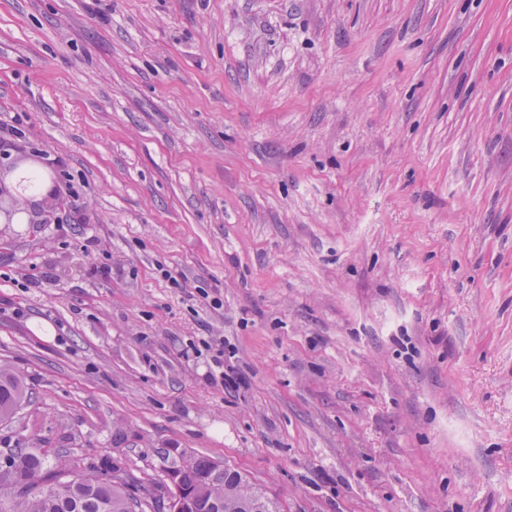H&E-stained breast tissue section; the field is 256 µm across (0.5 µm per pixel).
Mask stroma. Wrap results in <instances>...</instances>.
<instances>
[{
  "mask_svg": "<svg viewBox=\"0 0 512 512\" xmlns=\"http://www.w3.org/2000/svg\"><path fill=\"white\" fill-rule=\"evenodd\" d=\"M0 122V449L512 512V0H0ZM17 176V180L23 183V185L28 186L29 193L22 196L23 205L21 207L22 210L19 212V219L22 223L27 224L29 221L31 214L34 216L33 211L37 210L39 205L42 203L44 198L49 194L51 188V179L49 176L38 166L25 167L18 170L9 186L11 192L14 190L15 179ZM33 176H38V179L34 185L29 186L28 180ZM28 398L20 378L0 368V422L14 419Z\"/></svg>",
  "mask_w": 512,
  "mask_h": 512,
  "instance_id": "stroma-1",
  "label": "stroma"
}]
</instances>
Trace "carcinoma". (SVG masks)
<instances>
[{
  "label": "carcinoma",
  "mask_w": 512,
  "mask_h": 512,
  "mask_svg": "<svg viewBox=\"0 0 512 512\" xmlns=\"http://www.w3.org/2000/svg\"><path fill=\"white\" fill-rule=\"evenodd\" d=\"M28 398L20 378L0 368V422H8ZM28 478L25 489L14 491L0 484V512H162L170 499V488L161 493L130 489V477L119 469L108 479L86 478L63 488L56 477L67 468L50 458L42 448H17L14 452ZM184 483L202 492L199 509L217 503L223 512H275L272 502L249 485L247 476L207 457L190 459Z\"/></svg>",
  "instance_id": "1"
}]
</instances>
